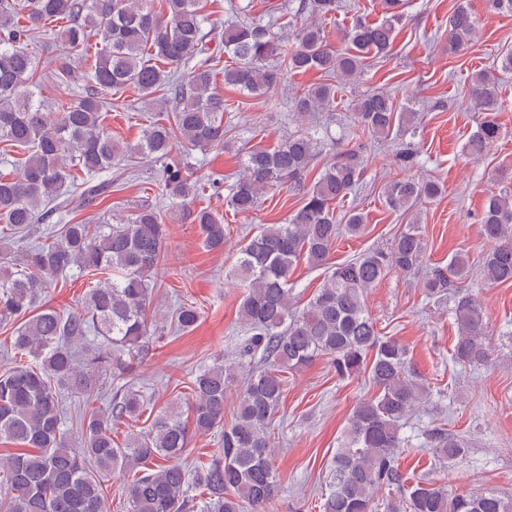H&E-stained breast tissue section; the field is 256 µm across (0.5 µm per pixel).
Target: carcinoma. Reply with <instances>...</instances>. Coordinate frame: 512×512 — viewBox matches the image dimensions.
I'll use <instances>...</instances> for the list:
<instances>
[{
    "label": "carcinoma",
    "instance_id": "carcinoma-1",
    "mask_svg": "<svg viewBox=\"0 0 512 512\" xmlns=\"http://www.w3.org/2000/svg\"><path fill=\"white\" fill-rule=\"evenodd\" d=\"M0 0V144L28 149L15 176H0V228L25 235L53 218L62 204L67 179L64 156L92 177L120 163L127 153L104 128L101 112L108 98L134 89L143 97L165 90L155 104L171 117L154 118L142 130L136 155L162 163V196L181 219L199 227L203 244L224 249V216L209 207L193 208L197 178L193 167L172 156L176 136L202 152L227 146L224 112L229 104L213 91L219 74L224 84L250 95H269L285 76L316 71L347 84L366 70L370 55L392 49L395 22L404 0H382L385 19H357L343 35L344 48L327 40L324 22L336 14L337 0H288L291 23L275 27L247 14L230 0L232 18L224 26V55L205 54L204 0ZM25 15L26 24L18 22ZM58 20L69 50L51 80H72L73 62L94 48L95 64L83 75L80 99L57 112L16 90L33 80L38 66L28 51L34 31ZM475 20L459 5L448 20V42L458 50L476 35ZM227 60H221V57ZM469 96L483 113L464 151L472 160L484 155L501 136L496 112L502 108L500 79L480 70L472 74ZM302 128L272 149L242 153L241 171L230 185L226 205L247 214L276 186L303 190L301 207L281 224H268L238 249L229 277L244 288L239 318L244 336L240 358L269 367L238 376L232 364H215L192 380V420L178 409L157 413L147 431L118 445L112 424L147 409L141 395L127 389L108 411H92L82 422V443L70 447L62 431L61 393L86 400L114 380L130 376L134 362L146 356L156 337L147 309L156 275L165 262L168 233L160 209L145 202L113 221L61 224L54 241L0 263V316H20L13 336L15 353L33 358L0 374V439L18 448L0 458V512H107L102 475L135 473L128 486V512H190L200 506L217 512H264L278 492L272 464V424L286 390L285 374L300 371L317 358L331 361L340 377L367 373L376 391L361 400L333 457L329 490L322 512H512V494L484 490L453 495L444 485L418 481L404 487L397 465L403 448L401 430L429 399L430 387L412 365L407 348L384 336L369 315L365 294L393 271L419 272L425 244L419 227L409 224L391 247L374 249L327 268L324 284L299 308L290 277L304 260L327 264L343 236L364 234L367 216L352 210L336 223L332 205L343 201L365 180L367 163L358 146L336 154L314 183L303 185L317 155L331 136L316 114L336 105V85L313 84L288 102ZM356 139L388 140L413 126L416 114L397 109L384 92L354 101ZM111 184L88 183L80 200L90 204ZM442 187L413 176L389 181L385 206L408 210L422 199H435ZM481 236L493 248L480 260L479 274L489 284L512 283V191L491 194L484 207ZM74 269L99 272L85 293L81 312L63 316L51 309L31 313L35 299L56 278ZM472 265L457 252L446 265L428 267L422 279L427 299L448 301L457 328L451 360L459 367L488 360L483 343L487 322L473 291L464 286ZM199 311L182 305L171 315L181 331L193 329ZM240 382L233 422L224 426L227 389ZM223 428L218 459L195 475L178 463L190 434ZM427 445L442 463L454 465L468 449L442 428L427 434ZM206 493L201 502L192 487ZM401 491L385 502L381 489Z\"/></svg>",
    "mask_w": 512,
    "mask_h": 512
}]
</instances>
